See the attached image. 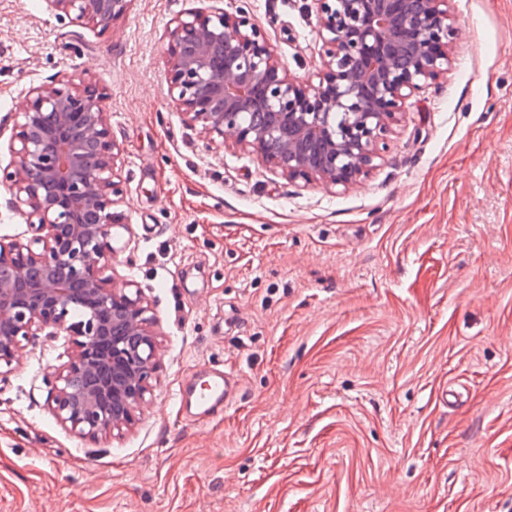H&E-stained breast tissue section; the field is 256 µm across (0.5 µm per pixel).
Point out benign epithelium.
<instances>
[{"label": "benign epithelium", "mask_w": 512, "mask_h": 512, "mask_svg": "<svg viewBox=\"0 0 512 512\" xmlns=\"http://www.w3.org/2000/svg\"><path fill=\"white\" fill-rule=\"evenodd\" d=\"M50 2L106 30L132 0ZM210 2L169 23V101L209 141L253 152L304 187L347 189L367 176L407 101L447 78L458 38L452 0H312L321 65L298 77L247 8ZM13 120L0 186L34 234L0 242V376L25 344L67 338L49 413L80 438L120 437L152 390L162 333L141 294L110 275L125 215L107 95L83 80L33 86ZM78 303L86 314L74 321Z\"/></svg>", "instance_id": "1"}]
</instances>
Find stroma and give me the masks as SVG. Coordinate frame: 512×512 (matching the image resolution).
<instances>
[{"instance_id":"stroma-1","label":"stroma","mask_w":512,"mask_h":512,"mask_svg":"<svg viewBox=\"0 0 512 512\" xmlns=\"http://www.w3.org/2000/svg\"><path fill=\"white\" fill-rule=\"evenodd\" d=\"M246 4L298 76L311 0ZM200 0H132L108 30L0 0V166L19 95L64 77L107 95L120 148L116 287L163 333L123 437L47 410L62 341L0 379V512H512V0H453L439 83L346 191L299 187L219 147L166 98V24ZM235 371L210 418L177 393Z\"/></svg>"}]
</instances>
